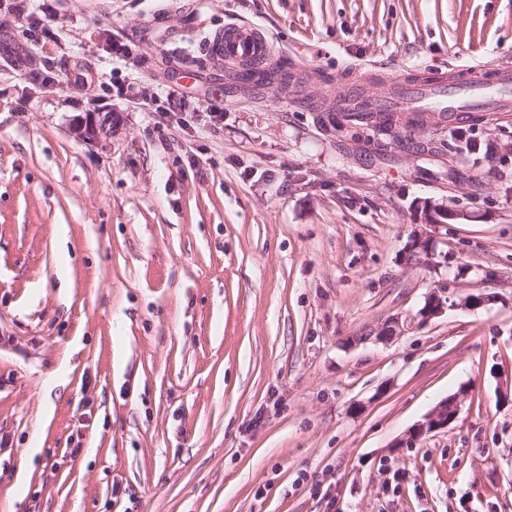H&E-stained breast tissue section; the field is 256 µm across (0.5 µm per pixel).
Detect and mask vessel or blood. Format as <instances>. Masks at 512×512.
I'll return each instance as SVG.
<instances>
[{"label":"vessel or blood","mask_w":512,"mask_h":512,"mask_svg":"<svg viewBox=\"0 0 512 512\" xmlns=\"http://www.w3.org/2000/svg\"><path fill=\"white\" fill-rule=\"evenodd\" d=\"M213 57L235 64L245 71L263 65L270 55L267 38L256 28L232 26L215 34L211 43ZM512 100V61H497L493 66H479L414 81L399 76L391 91L374 96L377 111L428 112L437 116L470 118L480 112H497Z\"/></svg>","instance_id":"1"}]
</instances>
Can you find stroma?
<instances>
[{
	"mask_svg": "<svg viewBox=\"0 0 512 512\" xmlns=\"http://www.w3.org/2000/svg\"><path fill=\"white\" fill-rule=\"evenodd\" d=\"M243 23L291 99L211 55ZM509 57L512 0H8L0 512H512V112L381 149L333 106L357 68ZM90 112L110 135L80 138ZM429 200L464 217L417 255ZM462 394L443 399L425 418V421L415 425L402 439V444L413 445L422 436L445 428L456 418Z\"/></svg>",
	"mask_w": 512,
	"mask_h": 512,
	"instance_id": "35a3bbf8",
	"label": "stroma"
}]
</instances>
